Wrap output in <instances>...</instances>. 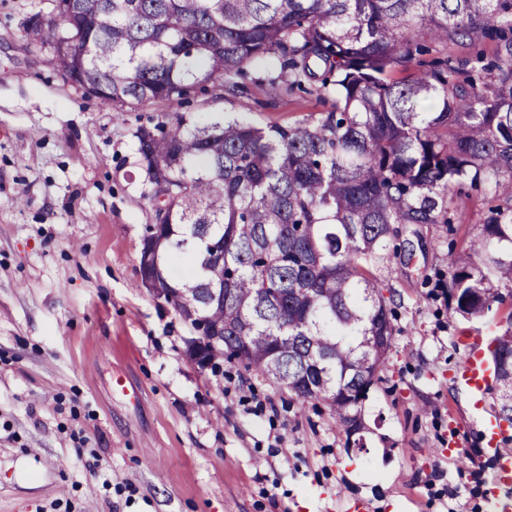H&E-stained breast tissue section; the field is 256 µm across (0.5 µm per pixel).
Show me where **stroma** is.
Segmentation results:
<instances>
[{
    "instance_id": "stroma-1",
    "label": "stroma",
    "mask_w": 512,
    "mask_h": 512,
    "mask_svg": "<svg viewBox=\"0 0 512 512\" xmlns=\"http://www.w3.org/2000/svg\"><path fill=\"white\" fill-rule=\"evenodd\" d=\"M51 10L0 0V512H512L483 437L496 390L455 375L512 332V284L479 319L448 299L449 258L491 199L462 189L458 227L397 225L373 268L393 346L351 442L325 403L234 362L199 369L192 329L138 272L155 217L137 127L224 111L285 126L329 98L249 82L118 112L26 39Z\"/></svg>"
}]
</instances>
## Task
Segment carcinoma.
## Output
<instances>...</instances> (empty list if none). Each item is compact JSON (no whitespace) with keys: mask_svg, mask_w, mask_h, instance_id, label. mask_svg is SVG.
I'll list each match as a JSON object with an SVG mask.
<instances>
[{"mask_svg":"<svg viewBox=\"0 0 512 512\" xmlns=\"http://www.w3.org/2000/svg\"><path fill=\"white\" fill-rule=\"evenodd\" d=\"M25 25L85 93L127 106L193 86L261 81L330 96L316 120L255 127L180 115L134 132L157 223L140 264L212 358L237 360L347 435L385 367L389 298L370 266L395 224H452L455 188L493 192L479 234L450 259L455 311L480 318L512 283V0H51ZM493 38L475 68L448 55L403 80L421 38ZM502 418L512 423V334L492 340Z\"/></svg>","mask_w":512,"mask_h":512,"instance_id":"1","label":"carcinoma"}]
</instances>
